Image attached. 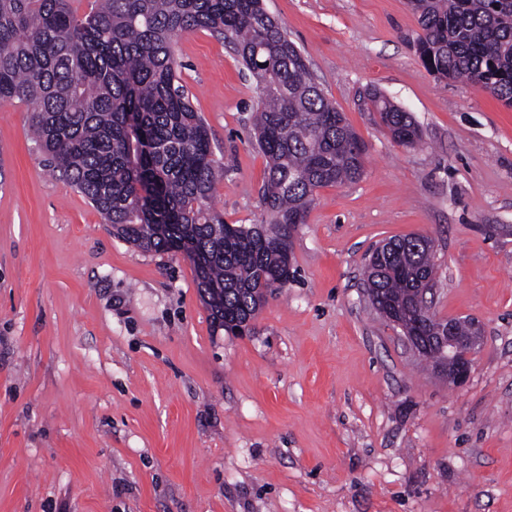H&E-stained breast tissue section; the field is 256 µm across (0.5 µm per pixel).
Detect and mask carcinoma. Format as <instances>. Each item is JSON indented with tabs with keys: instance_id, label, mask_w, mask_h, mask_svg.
I'll use <instances>...</instances> for the list:
<instances>
[{
	"instance_id": "cac0c4a2",
	"label": "carcinoma",
	"mask_w": 512,
	"mask_h": 512,
	"mask_svg": "<svg viewBox=\"0 0 512 512\" xmlns=\"http://www.w3.org/2000/svg\"><path fill=\"white\" fill-rule=\"evenodd\" d=\"M417 52L440 79L477 84L512 107V0H409ZM203 29L233 45L256 80L253 123L266 158L268 224H227L211 205L224 167L179 82L175 38ZM30 111L47 167L124 241L186 257L217 327L237 333L286 286L291 239L316 191L356 182L363 146L263 0H0V100ZM372 111L393 139L421 142L415 120L378 93ZM434 243L391 238L366 268L369 297L417 315L436 284Z\"/></svg>"
}]
</instances>
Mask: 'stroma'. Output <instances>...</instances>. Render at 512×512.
I'll return each instance as SVG.
<instances>
[{
  "instance_id": "1",
  "label": "stroma",
  "mask_w": 512,
  "mask_h": 512,
  "mask_svg": "<svg viewBox=\"0 0 512 512\" xmlns=\"http://www.w3.org/2000/svg\"><path fill=\"white\" fill-rule=\"evenodd\" d=\"M264 6L366 156L317 191L246 335L214 327L189 260L115 237L44 166L26 105L0 101V512H512V109L425 68L408 0ZM174 51L224 165L216 209L261 223L253 78L209 31ZM409 234L435 244L433 313L481 327L458 387L363 286L372 250ZM372 112H378L381 123L389 130L393 139L406 147H415L421 142V131L415 120L378 93H373Z\"/></svg>"
}]
</instances>
